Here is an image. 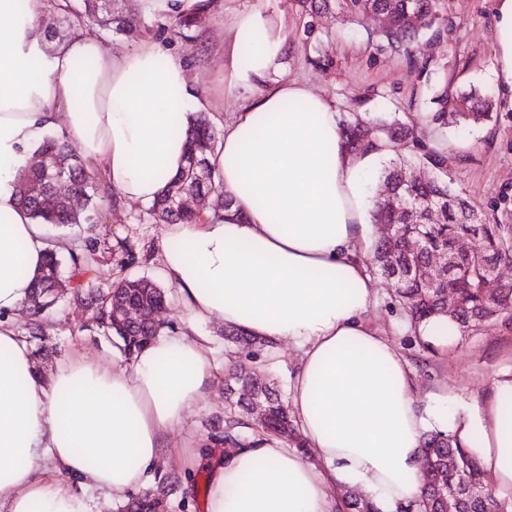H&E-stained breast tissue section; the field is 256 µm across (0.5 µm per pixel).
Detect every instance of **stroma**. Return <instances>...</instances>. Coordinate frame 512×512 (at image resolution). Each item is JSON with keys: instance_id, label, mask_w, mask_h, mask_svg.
I'll use <instances>...</instances> for the list:
<instances>
[{"instance_id": "35a3bbf8", "label": "stroma", "mask_w": 512, "mask_h": 512, "mask_svg": "<svg viewBox=\"0 0 512 512\" xmlns=\"http://www.w3.org/2000/svg\"><path fill=\"white\" fill-rule=\"evenodd\" d=\"M497 7L498 0H438L435 22L421 31L409 56L380 40L379 21L351 14L338 2L310 14L299 0H214L193 37L173 42L157 21L131 14L127 22L148 29L150 38L161 44H174L176 52L197 68L199 89L216 94V75L224 65L225 20L249 10L284 19L290 44L280 78L308 84L332 102L344 120L399 121L408 135L390 144L386 158L408 156L410 141H420L447 157L452 189L467 198L485 222L512 224V106L494 76ZM439 84L455 94L480 90L493 103L492 120L443 127L434 123L436 106L431 98ZM99 203L103 220L93 233L92 287L105 291L129 277L162 283L157 254L163 222L145 219L142 204L116 207L108 196ZM374 282L377 301L366 319L384 330L401 351L416 376L418 396L445 385L468 401L482 396L495 379L512 376V332L490 328L445 346L428 343L411 328L390 281L378 275ZM88 318L83 302L70 294L42 314L45 334L30 344L40 353L44 372L55 370L78 348L111 359L112 342L88 331ZM199 330L212 337L225 369L267 375L280 393H287L298 361L292 345L230 354L224 347L223 324L211 321ZM225 405L224 387L216 385L186 414L178 436L208 435L211 423L223 418Z\"/></svg>"}]
</instances>
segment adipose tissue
<instances>
[{"label":"adipose tissue","mask_w":512,"mask_h":512,"mask_svg":"<svg viewBox=\"0 0 512 512\" xmlns=\"http://www.w3.org/2000/svg\"><path fill=\"white\" fill-rule=\"evenodd\" d=\"M18 2L0 0V512H96L95 492L126 500L160 462L194 468L205 446V512H336L339 486L406 512L422 495L421 441L434 430L474 445L493 496L512 512V377L479 400L445 387L417 396L402 353L366 320L376 236L362 175L380 152L349 150L334 105L278 78L288 31L260 11L227 26L219 73L224 94L242 102L209 156L231 211L168 225L161 243L182 327L127 360L79 350L50 374L36 369L8 316L49 248L68 243H48L17 203L31 149L60 130L118 201L148 204L179 173L193 118L216 101L157 42L115 54L82 26L51 44L37 0ZM497 16V76L512 91V0H499ZM158 169L163 178H153ZM209 320L296 348L290 414L311 456L263 435L230 451L175 438L217 380L212 340L196 331Z\"/></svg>","instance_id":"obj_1"}]
</instances>
